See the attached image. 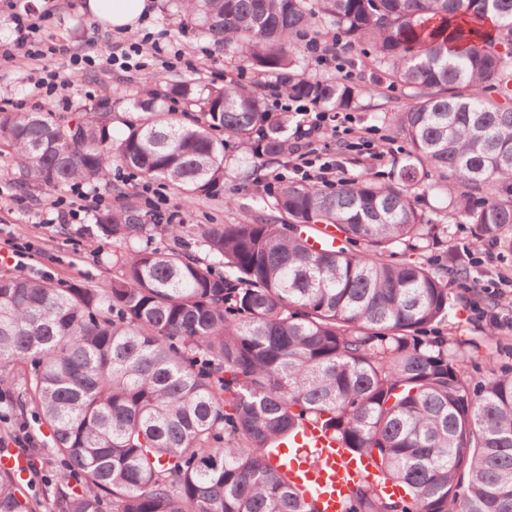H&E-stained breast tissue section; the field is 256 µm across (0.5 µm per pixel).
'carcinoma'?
<instances>
[{
  "label": "carcinoma",
  "mask_w": 512,
  "mask_h": 512,
  "mask_svg": "<svg viewBox=\"0 0 512 512\" xmlns=\"http://www.w3.org/2000/svg\"><path fill=\"white\" fill-rule=\"evenodd\" d=\"M178 2L278 77L288 46L320 28L368 45L404 90L392 123L409 150L387 183L284 186L281 223L199 225L211 262L146 246L104 289L0 276V368L26 366L21 397L61 458L48 512H314L270 464L304 421L409 497L363 484L350 512H512V375L472 384L448 341L426 335L448 318V277L398 258L435 236L415 200L431 172L457 185L454 213L478 241L512 252V0ZM283 91L336 112L361 93L295 77ZM165 98L199 117L137 100L148 116L116 140L104 103L67 123L1 112L0 143L44 186L117 163L185 194L219 186L227 137L254 158L288 152L292 119L260 88L183 81ZM96 227L141 230L122 212ZM0 512H36L1 471Z\"/></svg>",
  "instance_id": "obj_1"
}]
</instances>
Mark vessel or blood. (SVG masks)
I'll return each instance as SVG.
<instances>
[{
    "label": "vessel or blood",
    "instance_id": "vessel-or-blood-1",
    "mask_svg": "<svg viewBox=\"0 0 512 512\" xmlns=\"http://www.w3.org/2000/svg\"><path fill=\"white\" fill-rule=\"evenodd\" d=\"M271 462L313 498L317 512H349L355 486L377 479L368 457L349 453L332 433L308 421Z\"/></svg>",
    "mask_w": 512,
    "mask_h": 512
}]
</instances>
